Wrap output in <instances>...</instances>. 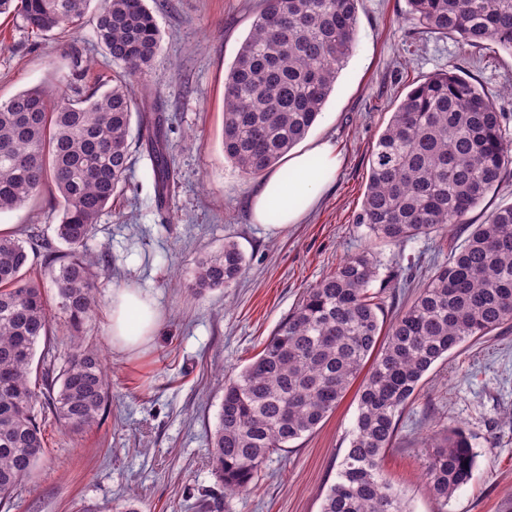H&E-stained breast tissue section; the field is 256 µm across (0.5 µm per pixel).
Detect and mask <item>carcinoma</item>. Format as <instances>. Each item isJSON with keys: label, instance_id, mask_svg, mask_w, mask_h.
<instances>
[{"label": "carcinoma", "instance_id": "cac0c4a2", "mask_svg": "<svg viewBox=\"0 0 512 512\" xmlns=\"http://www.w3.org/2000/svg\"><path fill=\"white\" fill-rule=\"evenodd\" d=\"M224 79V157L246 178L277 165L308 135L353 52L359 0H263ZM408 14L431 33L453 34L478 48L512 51V0H406ZM93 14L98 42L122 74L104 88L75 87L48 99L40 87L0 101V213L50 186L66 251L53 250L37 227L0 233V504L22 486L43 454L44 415L75 435L99 427L110 400L101 353L82 336L96 310L105 256L83 250L101 214L125 187L132 166L133 100L127 78L146 72L161 31L145 0H0V15L19 16L46 36ZM145 148L164 197L170 166L162 135L142 121ZM512 146L493 97L448 70L410 90L372 147L358 223L376 243L402 246L443 235L503 181ZM45 253L68 324L58 344L61 370L49 361L54 318L30 255ZM233 242L201 259L198 292L228 288L245 272ZM371 251L344 258L303 294L257 358L224 383L210 436L211 467L228 493L246 492L274 454L312 432L356 380L358 416L338 480L321 512H410L381 473L397 420L425 374L468 340L512 323V206L471 225L448 262L434 269L388 327L372 291ZM46 351L31 378L35 347ZM428 490L442 502L472 477V436L448 425L434 437Z\"/></svg>", "mask_w": 512, "mask_h": 512}]
</instances>
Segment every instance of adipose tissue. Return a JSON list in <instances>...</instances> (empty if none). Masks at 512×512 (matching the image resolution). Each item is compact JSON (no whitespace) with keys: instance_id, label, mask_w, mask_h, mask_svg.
<instances>
[{"instance_id":"1","label":"adipose tissue","mask_w":512,"mask_h":512,"mask_svg":"<svg viewBox=\"0 0 512 512\" xmlns=\"http://www.w3.org/2000/svg\"><path fill=\"white\" fill-rule=\"evenodd\" d=\"M340 159L327 142L289 153L285 164L268 174L252 195L255 223L275 221L281 228L299 223L317 203L321 190L335 176ZM154 304L139 291L119 288L112 293L109 337L113 346L133 348L156 329Z\"/></svg>"}]
</instances>
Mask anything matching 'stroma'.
I'll list each match as a JSON object with an SVG mask.
<instances>
[{
    "mask_svg": "<svg viewBox=\"0 0 512 512\" xmlns=\"http://www.w3.org/2000/svg\"><path fill=\"white\" fill-rule=\"evenodd\" d=\"M162 33L152 69L132 77L144 112L159 118L173 177L165 203L155 197L152 164L132 145L133 169L123 196L99 218L88 253L105 254L97 310L84 327L102 350L111 401L102 424L78 436L54 420L44 426V453L31 478L0 512H82L84 506L138 512H320L338 476L358 415L355 392L288 451L267 460L254 488L226 493L211 472L210 434L226 377L262 350L311 285L346 256L375 249L374 289L397 302L446 263L466 237H419L403 246H372L358 224L370 155L405 95L427 77L453 70L492 95L512 132V52L495 43L463 54L452 35L422 29L406 0H360L357 42L321 115L298 145L327 141L342 157L336 178L300 223H255L246 178L224 157V78L262 0H146ZM113 65L92 19L51 37L31 34L22 19L0 17V100L40 87L48 91L111 79ZM56 193L44 189L0 225H38L53 237ZM233 241L247 268L231 287L197 292L198 261ZM136 288L153 300V336L134 351L113 348L112 291ZM456 421L478 453L471 480L447 503L426 489L428 436ZM381 470L411 512H512V328L465 342L437 361L401 414Z\"/></svg>",
    "mask_w": 512,
    "mask_h": 512,
    "instance_id": "stroma-1",
    "label": "stroma"
}]
</instances>
